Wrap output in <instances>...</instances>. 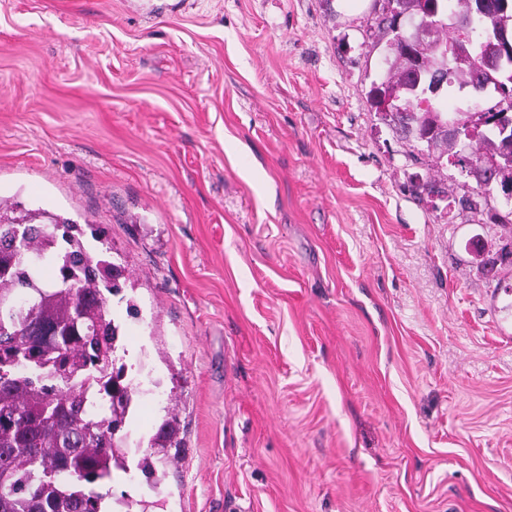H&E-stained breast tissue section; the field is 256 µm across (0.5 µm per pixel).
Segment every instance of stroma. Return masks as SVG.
Wrapping results in <instances>:
<instances>
[{
  "instance_id": "obj_1",
  "label": "stroma",
  "mask_w": 512,
  "mask_h": 512,
  "mask_svg": "<svg viewBox=\"0 0 512 512\" xmlns=\"http://www.w3.org/2000/svg\"><path fill=\"white\" fill-rule=\"evenodd\" d=\"M385 5L0 0V198L126 269L114 512H512V224L370 107Z\"/></svg>"
}]
</instances>
